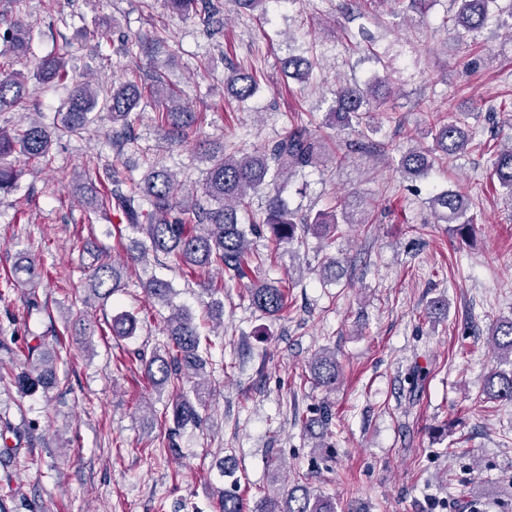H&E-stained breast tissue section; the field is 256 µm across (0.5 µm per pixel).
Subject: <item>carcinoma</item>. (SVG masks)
Listing matches in <instances>:
<instances>
[{"mask_svg": "<svg viewBox=\"0 0 512 512\" xmlns=\"http://www.w3.org/2000/svg\"><path fill=\"white\" fill-rule=\"evenodd\" d=\"M456 11L450 21L457 29L477 34L488 26L490 4L496 0H452ZM166 8L178 15L194 14L205 28L213 23L210 0H165ZM32 40V30L21 22L13 23L0 34V112L26 111L33 106L28 90V76L12 68L10 60L26 55ZM313 61L303 56H292L285 62L290 75L304 81L309 78ZM39 82L65 83L71 79L66 56L50 54L40 58L33 71ZM259 89L253 73L234 69L226 80V90L239 102L252 98ZM391 93L389 79L367 81L362 85L344 84L336 91L334 104L325 113L323 126L340 130L360 123L362 113L371 103ZM158 102L159 126L174 141L186 139L197 126L199 114L189 110L165 77L157 73L150 88L135 80L112 86L106 97L107 111L112 117V148L123 153L131 142V130L137 118V109L145 96ZM99 104L97 88L89 82L74 85L61 120L48 128L40 122L26 127L0 126V193L9 194L19 187L21 171L8 158L21 154L29 158L46 157L54 142L79 135L95 120ZM424 123L434 133L431 150L410 149L400 155L398 168L405 174L421 179L427 177L435 163H449L466 153L472 140L462 122L451 112L424 110ZM361 144L327 146L325 139L307 127L295 126L287 135L264 145L252 153L238 155L224 151L210 154V167L199 190L180 198L174 192V177L166 170L151 172L148 178L133 183L116 165L94 168L93 183L104 187L89 198L92 209H105L119 216L125 228L143 234L139 258H173L191 273L209 274L216 270L230 280L241 281L262 265L265 258L251 251L249 236L269 233L279 244L293 245L307 234L315 237H333L343 224H363L357 211L331 207L329 211L300 215L288 207L284 198L287 180L315 161L325 157L341 167L355 148ZM502 194L512 198V146L497 151L492 162ZM267 191L266 208L258 224L244 226L238 211L249 203L250 197ZM429 206L436 223L454 225V233L461 241L474 233V217L468 215L471 203L458 191L441 190L431 193ZM98 265L89 276V286L96 298L107 301L117 289L124 286L126 267L109 262L105 250L97 254ZM143 288L152 299L170 304L172 286L160 279H150ZM250 304L269 318H279L288 301V282H265L248 289ZM138 320L131 312L112 316V336L124 339L136 334ZM166 343L148 352L137 354L144 373L154 390L168 392L173 427L163 431L159 444L169 453L178 451L177 431L192 425L199 427L202 417L198 405L209 382L205 376L209 360L203 356L201 332L192 314L180 307L172 309L166 320ZM495 358L501 367L486 376L485 395L493 401L512 403V317L499 319L489 328ZM39 345L28 347L26 367L13 374V382L20 393L27 394L42 387L57 384L52 363L36 354ZM509 369H504V366ZM311 377L317 384L333 389L340 369L336 355L319 352L310 363ZM195 376L198 381L187 389L185 381ZM333 413L327 404L315 409L313 415L301 418L303 430L311 438H324L332 424ZM219 512H244L243 499L236 490H224L218 503ZM260 512H336V500L322 495L313 496L304 484H295L287 492L264 500Z\"/></svg>", "mask_w": 512, "mask_h": 512, "instance_id": "carcinoma-1", "label": "carcinoma"}]
</instances>
